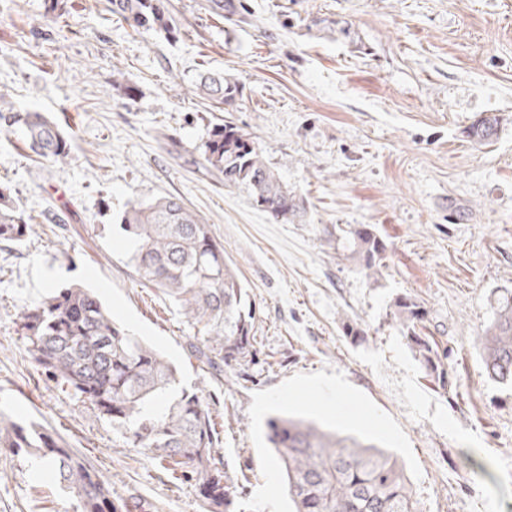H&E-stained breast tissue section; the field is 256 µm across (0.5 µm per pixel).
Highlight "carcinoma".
I'll use <instances>...</instances> for the list:
<instances>
[{"mask_svg": "<svg viewBox=\"0 0 512 512\" xmlns=\"http://www.w3.org/2000/svg\"><path fill=\"white\" fill-rule=\"evenodd\" d=\"M112 13L135 27L157 24L168 34L162 0H110ZM196 88L215 104L232 107L242 96L221 73L200 75ZM18 125L40 159L64 163L69 144L45 112L14 111L0 93V127ZM500 118L484 117L469 127L479 142L498 135ZM205 167L224 176V186L247 188L270 217L293 221L305 213L302 197L288 189L249 134L216 124L204 151ZM134 244L130 262L145 286L168 297L197 331L192 354L219 375L253 354V310L235 264L210 225L176 195L134 204L121 219ZM32 220L0 184V241L19 244ZM364 268L379 273L384 247L369 224L353 232ZM393 317L406 327L415 355L435 372L441 359L430 336L417 332L425 317L409 295L394 302ZM34 362L56 384L112 422L134 448H147L162 467L189 473L199 484L206 512H236L242 491L225 467L211 411L196 392L178 390V371L160 353L116 324L88 288H53L24 309L19 324ZM479 349L489 379L512 383V294L497 300ZM265 437L285 482L294 512H421L403 467L387 450L356 437H342L315 421L277 415ZM0 450L22 460L33 456L53 470L77 500L78 512H129L103 477L67 443L31 422L0 420Z\"/></svg>", "mask_w": 512, "mask_h": 512, "instance_id": "obj_1", "label": "carcinoma"}]
</instances>
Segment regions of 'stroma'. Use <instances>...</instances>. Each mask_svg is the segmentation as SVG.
I'll return each mask as SVG.
<instances>
[{"mask_svg": "<svg viewBox=\"0 0 512 512\" xmlns=\"http://www.w3.org/2000/svg\"><path fill=\"white\" fill-rule=\"evenodd\" d=\"M224 2L219 16L209 0H166L172 37L130 27L107 0H0V92L15 111L49 113L70 146L54 164L19 128L0 132V183L35 227L0 243V417L61 435L131 512H204L196 481L161 475L31 358L22 311L82 285L177 367L181 388L206 395L246 478L244 512H289L264 436L281 413L392 453L422 512H512V386L488 379L476 345L512 291V0ZM328 16L350 37L319 31ZM207 70L239 83L236 106L198 94ZM492 112L498 136L473 141L471 124ZM221 122L250 133L305 198L302 220H273L204 167ZM162 194L210 224L248 290L255 357L225 377L202 371L193 327L129 261L120 219ZM361 224L384 244L376 276L356 252ZM406 294L426 311L444 377L393 317ZM472 458L490 476L469 472ZM0 512H76V501L36 460L3 452Z\"/></svg>", "mask_w": 512, "mask_h": 512, "instance_id": "obj_1", "label": "stroma"}]
</instances>
